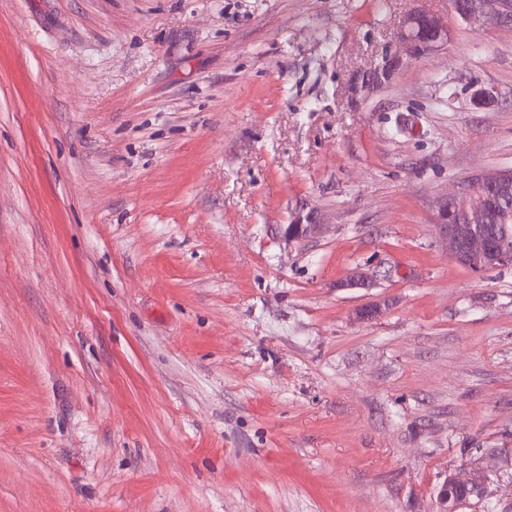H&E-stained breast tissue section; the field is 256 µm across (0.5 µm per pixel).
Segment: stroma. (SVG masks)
I'll list each match as a JSON object with an SVG mask.
<instances>
[{
	"label": "stroma",
	"mask_w": 512,
	"mask_h": 512,
	"mask_svg": "<svg viewBox=\"0 0 512 512\" xmlns=\"http://www.w3.org/2000/svg\"><path fill=\"white\" fill-rule=\"evenodd\" d=\"M509 168L449 0H0V512H512V266L434 220ZM448 22L424 10H416L403 18L400 24L399 51L385 57L383 63L367 77L373 87L391 78L405 60L434 51L448 44ZM405 56V57H404ZM290 225V228L287 225L283 233V237L288 243L308 238L322 226L313 222L312 214L304 215L300 212L295 214ZM480 476L472 473L467 479H459L453 476H448L447 480L441 486L438 493V500L440 505V512H453L456 511L458 504L456 492L459 490H473L477 491L480 488Z\"/></svg>",
	"instance_id": "obj_1"
}]
</instances>
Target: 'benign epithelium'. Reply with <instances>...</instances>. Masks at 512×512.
Wrapping results in <instances>:
<instances>
[{
    "mask_svg": "<svg viewBox=\"0 0 512 512\" xmlns=\"http://www.w3.org/2000/svg\"><path fill=\"white\" fill-rule=\"evenodd\" d=\"M458 17L478 28L486 23L504 26L512 21V0H475L461 10ZM448 35V23L438 16L421 9L408 14L400 24L399 51L386 57L370 73L367 84L375 86L391 78L405 60L447 44ZM474 188L483 197L489 192H506L512 188V170L485 174L475 180ZM452 203L451 198L439 203L435 224L442 230V241L458 263L475 272L512 265V247L506 243V236L512 233V224L502 225V237L494 238L485 231L488 206L477 207L462 219L454 213ZM319 228L320 225L313 222L312 215L299 212L293 217L291 226L285 228L283 237L291 243L310 237ZM339 287L369 289L374 284L364 273L354 272L341 281ZM479 488L480 476L475 473L467 479L448 477L438 493L440 512H455L457 491H476Z\"/></svg>",
    "mask_w": 512,
    "mask_h": 512,
    "instance_id": "7a95c632",
    "label": "benign epithelium"
}]
</instances>
